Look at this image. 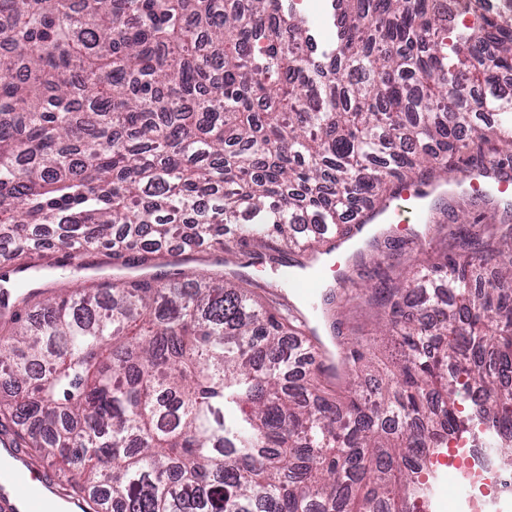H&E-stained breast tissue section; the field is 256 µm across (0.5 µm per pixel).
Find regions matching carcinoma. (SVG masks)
<instances>
[{"instance_id": "1", "label": "carcinoma", "mask_w": 512, "mask_h": 512, "mask_svg": "<svg viewBox=\"0 0 512 512\" xmlns=\"http://www.w3.org/2000/svg\"><path fill=\"white\" fill-rule=\"evenodd\" d=\"M318 48L295 0H0V261L100 248L135 267L178 237L301 269L321 229L405 183L512 179V18L489 0H332ZM471 12L474 24L458 21ZM448 229L441 255L357 248L401 349L394 385L333 384L316 328L247 272L123 277L28 312L0 278V436L93 512H409L422 456L474 420L512 430V222ZM493 281L478 285L482 269Z\"/></svg>"}]
</instances>
